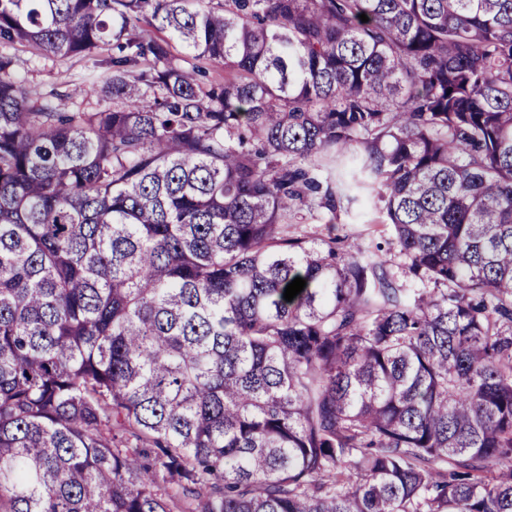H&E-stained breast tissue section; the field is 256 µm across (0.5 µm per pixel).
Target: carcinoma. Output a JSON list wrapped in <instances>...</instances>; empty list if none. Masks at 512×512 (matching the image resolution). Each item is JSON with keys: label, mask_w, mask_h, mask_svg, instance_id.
<instances>
[{"label": "carcinoma", "mask_w": 512, "mask_h": 512, "mask_svg": "<svg viewBox=\"0 0 512 512\" xmlns=\"http://www.w3.org/2000/svg\"><path fill=\"white\" fill-rule=\"evenodd\" d=\"M15 43L117 54L65 112L0 53V512H512V0H0ZM365 193L371 253L282 230Z\"/></svg>", "instance_id": "cac0c4a2"}]
</instances>
